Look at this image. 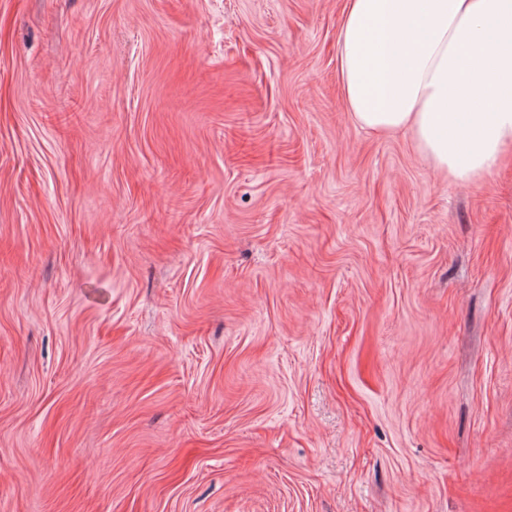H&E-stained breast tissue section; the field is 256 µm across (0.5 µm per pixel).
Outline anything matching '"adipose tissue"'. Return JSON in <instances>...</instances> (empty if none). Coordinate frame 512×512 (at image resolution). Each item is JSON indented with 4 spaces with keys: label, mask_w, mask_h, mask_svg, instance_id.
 <instances>
[{
    "label": "adipose tissue",
    "mask_w": 512,
    "mask_h": 512,
    "mask_svg": "<svg viewBox=\"0 0 512 512\" xmlns=\"http://www.w3.org/2000/svg\"><path fill=\"white\" fill-rule=\"evenodd\" d=\"M338 60L351 120L410 131L450 178L512 151V0H345Z\"/></svg>",
    "instance_id": "ef3b65f1"
}]
</instances>
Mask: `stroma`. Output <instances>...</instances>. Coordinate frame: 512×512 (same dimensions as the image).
Listing matches in <instances>:
<instances>
[{"label": "stroma", "mask_w": 512, "mask_h": 512, "mask_svg": "<svg viewBox=\"0 0 512 512\" xmlns=\"http://www.w3.org/2000/svg\"><path fill=\"white\" fill-rule=\"evenodd\" d=\"M344 0H0V512H512V162L353 123Z\"/></svg>", "instance_id": "obj_1"}]
</instances>
